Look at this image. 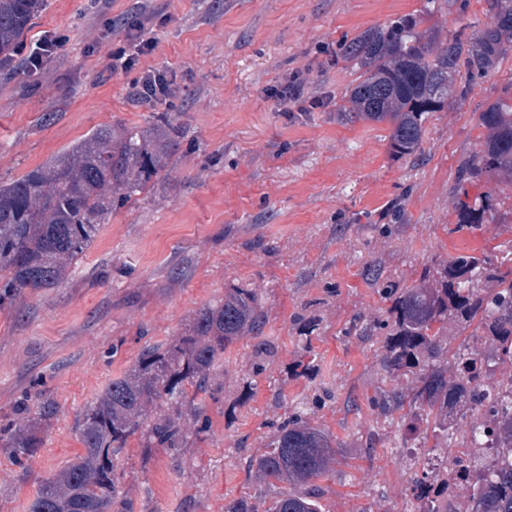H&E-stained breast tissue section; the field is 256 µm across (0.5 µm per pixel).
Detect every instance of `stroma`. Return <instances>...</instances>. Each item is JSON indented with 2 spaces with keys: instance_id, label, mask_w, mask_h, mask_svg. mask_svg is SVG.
I'll return each mask as SVG.
<instances>
[{
  "instance_id": "stroma-1",
  "label": "stroma",
  "mask_w": 512,
  "mask_h": 512,
  "mask_svg": "<svg viewBox=\"0 0 512 512\" xmlns=\"http://www.w3.org/2000/svg\"><path fill=\"white\" fill-rule=\"evenodd\" d=\"M47 0L23 38L65 37L43 71L0 70V181L24 175L104 124L147 128L164 112L180 127L168 168L134 202L113 209L70 279L0 308V419L36 390L60 413L35 460L0 453V512H26L38 483L82 451L74 419L142 348L168 343L204 304L233 286L262 296L271 356L253 370L251 337L224 355L222 389L206 403L191 448L142 447L130 438L118 467L134 512H224L261 493L259 512L283 492L247 469L294 411L329 432L340 452L321 483V512H417L416 468L397 423L369 397L407 379H386L377 339L344 335L353 319L381 317L362 279L377 264L406 285L433 255L490 250L512 224L448 231L458 169L477 148V116L512 82V49L469 83L463 99L425 125L423 151L396 159L385 124L342 123L351 74L337 63L363 30L406 14L440 33L481 29L485 0ZM152 12L155 50L137 69L110 73L105 52L128 18ZM167 71L172 94L143 103L141 69ZM322 106L273 97L293 76ZM310 317V344L297 316ZM309 363L296 375L299 362ZM183 458L176 469L175 458Z\"/></svg>"
}]
</instances>
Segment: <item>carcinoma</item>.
I'll use <instances>...</instances> for the list:
<instances>
[{
  "mask_svg": "<svg viewBox=\"0 0 512 512\" xmlns=\"http://www.w3.org/2000/svg\"><path fill=\"white\" fill-rule=\"evenodd\" d=\"M46 0H0V64L16 48ZM490 23L445 38L417 29L405 15L369 28L342 48L340 59L353 86L340 106L347 123L370 120L388 125L389 154L410 158L421 151L425 123L448 108L460 69L472 77L493 72L512 43V0H489ZM486 132L459 169L452 187L455 223L451 233L511 224L501 206L512 192V94L478 113ZM179 132L170 118L155 116L151 128L101 126L23 176L0 182V307L61 286L112 213V203L139 196L170 164ZM493 183L497 190L470 196L469 188ZM362 278L388 303L384 318L355 320L346 336L384 333L380 365L391 377L411 378L410 391L393 387L372 400L381 414H398L404 443L427 447L448 437V454L459 453L496 431L512 449V415L479 420V392L505 390L512 401V374L490 385L499 368L512 369V252L436 254L419 278L403 287L382 278L371 263ZM261 298L252 288L232 287L224 298L200 307L181 336L147 345L123 375L112 379L77 415L74 431L83 452L43 479L27 512H133L116 470L129 438L145 448H188L187 426L204 417L205 399L216 398L224 352L243 336L256 340L254 368L264 369L268 342ZM474 327L456 346L455 331ZM59 406L46 395L17 402L0 424V447L17 463L37 455ZM336 440L296 412L280 423L268 451L247 460L265 485L303 488L271 501L266 512H320L321 486L335 460ZM469 498L435 502L425 498L433 471L416 478L418 512H512V465L494 466L476 457ZM224 512H258L253 496L224 504Z\"/></svg>",
  "mask_w": 512,
  "mask_h": 512,
  "instance_id": "obj_1",
  "label": "carcinoma"
}]
</instances>
